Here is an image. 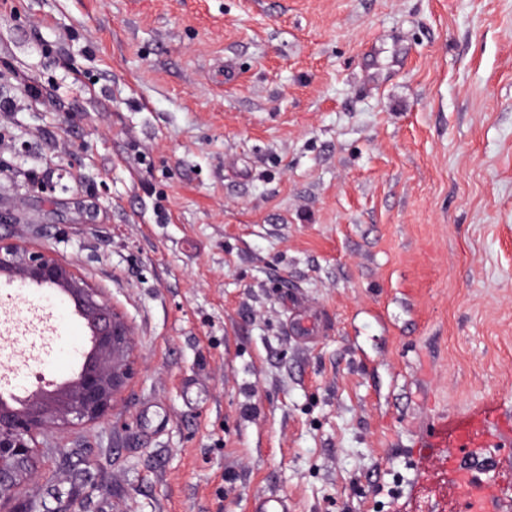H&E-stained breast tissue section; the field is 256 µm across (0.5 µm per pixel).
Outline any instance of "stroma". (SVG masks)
Here are the masks:
<instances>
[{
	"instance_id": "1",
	"label": "stroma",
	"mask_w": 512,
	"mask_h": 512,
	"mask_svg": "<svg viewBox=\"0 0 512 512\" xmlns=\"http://www.w3.org/2000/svg\"><path fill=\"white\" fill-rule=\"evenodd\" d=\"M0 99V235L136 362L14 512H463L453 442L411 450L512 417V0H0ZM76 321L0 278V386L78 367ZM459 461L512 512V431ZM251 512H288L285 496L256 494L252 498Z\"/></svg>"
}]
</instances>
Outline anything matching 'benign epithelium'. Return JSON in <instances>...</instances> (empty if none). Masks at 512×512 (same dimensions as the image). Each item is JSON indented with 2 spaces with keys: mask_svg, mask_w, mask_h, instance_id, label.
Returning <instances> with one entry per match:
<instances>
[{
  "mask_svg": "<svg viewBox=\"0 0 512 512\" xmlns=\"http://www.w3.org/2000/svg\"><path fill=\"white\" fill-rule=\"evenodd\" d=\"M0 276L17 288H58L89 331L90 352L58 389L30 391L15 406L0 398V512L38 476V438L103 419L134 373L131 329L105 293L46 251L0 236Z\"/></svg>",
  "mask_w": 512,
  "mask_h": 512,
  "instance_id": "7a95c632",
  "label": "benign epithelium"
}]
</instances>
